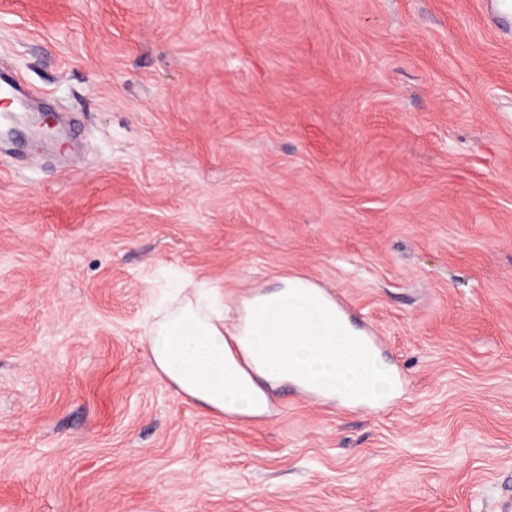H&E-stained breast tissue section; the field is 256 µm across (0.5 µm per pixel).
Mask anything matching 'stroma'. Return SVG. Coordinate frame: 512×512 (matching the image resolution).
<instances>
[{
  "label": "stroma",
  "instance_id": "obj_1",
  "mask_svg": "<svg viewBox=\"0 0 512 512\" xmlns=\"http://www.w3.org/2000/svg\"><path fill=\"white\" fill-rule=\"evenodd\" d=\"M0 512H490L512 479V29L482 0H0ZM341 295L403 392L205 411L149 287Z\"/></svg>",
  "mask_w": 512,
  "mask_h": 512
}]
</instances>
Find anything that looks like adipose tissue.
Here are the masks:
<instances>
[{"mask_svg": "<svg viewBox=\"0 0 512 512\" xmlns=\"http://www.w3.org/2000/svg\"><path fill=\"white\" fill-rule=\"evenodd\" d=\"M354 333L337 323L336 305L321 287L294 275L242 296L229 326L220 287L197 283L153 313L144 338L156 374L179 394L213 413L262 417L272 411L273 390L293 375L333 396L380 393L383 374ZM281 336L287 345L278 344ZM232 339L250 357L253 374L238 366Z\"/></svg>", "mask_w": 512, "mask_h": 512, "instance_id": "obj_1", "label": "adipose tissue"}]
</instances>
